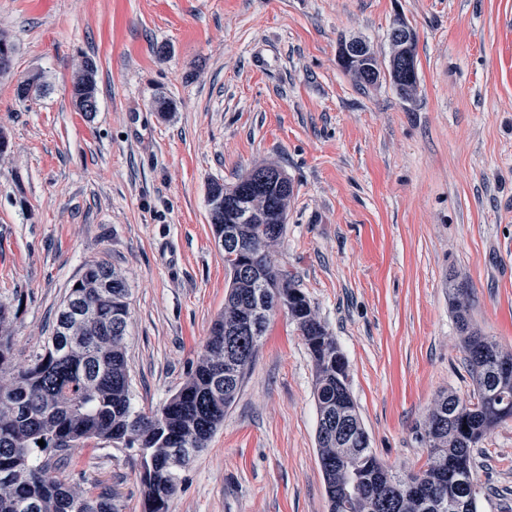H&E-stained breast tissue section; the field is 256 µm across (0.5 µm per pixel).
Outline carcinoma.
Here are the masks:
<instances>
[{
	"label": "carcinoma",
	"mask_w": 512,
	"mask_h": 512,
	"mask_svg": "<svg viewBox=\"0 0 512 512\" xmlns=\"http://www.w3.org/2000/svg\"><path fill=\"white\" fill-rule=\"evenodd\" d=\"M415 33L391 44L387 72L403 98L417 83ZM339 62L361 87H373L381 66L370 46L345 52ZM98 66L87 58L72 87L97 97ZM276 180L263 190L233 183L208 184L209 223L224 248L232 235L248 248L224 254L230 282L224 310L214 321L195 368L180 389L159 408L138 412L131 403L126 357L130 288L125 276L105 262L86 265L79 287L70 288L43 349L27 364L14 362L10 336L18 310L0 303V512H117L113 497L86 493L73 478L54 472L71 464L72 450L112 443L145 448L140 482L145 512H168L186 467L205 449L224 413L235 401L269 318L287 314L315 366L314 396L319 421L317 453L330 512H443L439 504L463 503L477 512L481 493L473 449L502 422L512 420V350L474 328L467 287L448 280V292L469 366L473 398L443 394L430 409L421 440L425 464L412 473L415 485L396 491L403 476L381 463L372 448L348 381L346 357L326 325L286 271L268 261L285 231L293 185L276 163ZM253 264L260 276L241 275ZM44 441L39 446L38 441ZM176 448H185L181 466Z\"/></svg>",
	"instance_id": "1"
}]
</instances>
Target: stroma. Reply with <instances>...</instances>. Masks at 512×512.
Returning a JSON list of instances; mask_svg holds the SVG:
<instances>
[{"label":"stroma","instance_id":"obj_1","mask_svg":"<svg viewBox=\"0 0 512 512\" xmlns=\"http://www.w3.org/2000/svg\"><path fill=\"white\" fill-rule=\"evenodd\" d=\"M417 35V88H363L338 62L359 39L388 64V33ZM14 47L0 76V301L29 360L86 264L130 288L133 403L164 404L194 368L229 276L207 184L272 161L294 196L277 264L343 351L378 458L424 463L425 417L473 389L449 277L474 325L512 349V0H0ZM99 66L98 110L73 75ZM48 89L22 100L20 80ZM174 104L160 114L156 98ZM314 368L271 316L242 388L182 469L169 512H329ZM478 512H512V420L482 441ZM82 488L144 512L133 450L72 451Z\"/></svg>","mask_w":512,"mask_h":512}]
</instances>
